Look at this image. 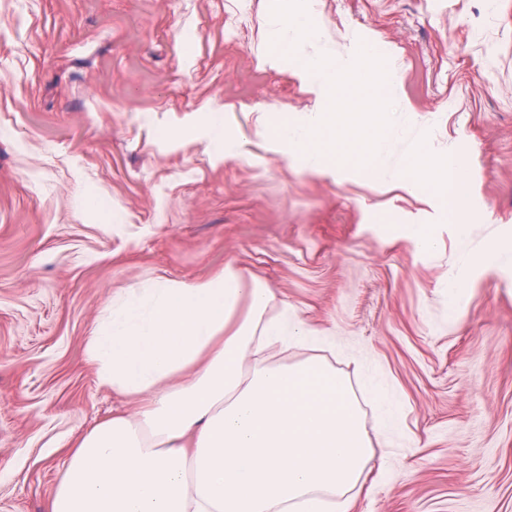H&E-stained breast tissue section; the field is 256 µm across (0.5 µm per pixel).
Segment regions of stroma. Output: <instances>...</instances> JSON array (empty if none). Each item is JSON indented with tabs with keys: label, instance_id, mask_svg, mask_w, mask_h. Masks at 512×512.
I'll use <instances>...</instances> for the list:
<instances>
[{
	"label": "stroma",
	"instance_id": "1",
	"mask_svg": "<svg viewBox=\"0 0 512 512\" xmlns=\"http://www.w3.org/2000/svg\"><path fill=\"white\" fill-rule=\"evenodd\" d=\"M0 0V512H45L67 445L133 403L101 386L85 344L114 292L224 268L273 288L330 336L354 389L402 408L373 441L353 512H512V0H309V55L377 43L399 84L390 155L470 163L466 239L427 187L340 164L318 177L253 129L317 107L272 0ZM225 115L240 157L211 161L192 128ZM394 224H434L427 253ZM472 279L448 314L450 269ZM512 259V239H500L490 250L481 258L480 264L487 272H494L504 265L511 264Z\"/></svg>",
	"mask_w": 512,
	"mask_h": 512
}]
</instances>
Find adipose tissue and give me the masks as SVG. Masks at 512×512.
Wrapping results in <instances>:
<instances>
[{
    "label": "adipose tissue",
    "instance_id": "1",
    "mask_svg": "<svg viewBox=\"0 0 512 512\" xmlns=\"http://www.w3.org/2000/svg\"><path fill=\"white\" fill-rule=\"evenodd\" d=\"M274 298L227 269L116 292L85 356L136 409L76 439L47 512H350L395 415L377 391L367 420L326 337Z\"/></svg>",
    "mask_w": 512,
    "mask_h": 512
}]
</instances>
